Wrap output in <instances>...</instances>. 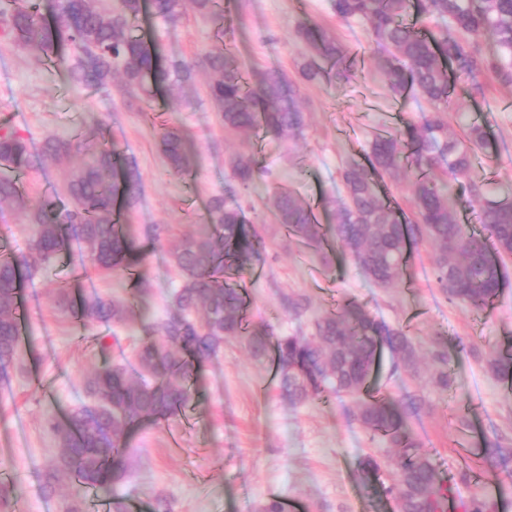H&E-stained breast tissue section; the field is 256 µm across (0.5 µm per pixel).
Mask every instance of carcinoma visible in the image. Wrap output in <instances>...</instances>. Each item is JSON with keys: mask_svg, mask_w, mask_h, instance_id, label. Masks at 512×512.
<instances>
[{"mask_svg": "<svg viewBox=\"0 0 512 512\" xmlns=\"http://www.w3.org/2000/svg\"><path fill=\"white\" fill-rule=\"evenodd\" d=\"M186 0H152L165 20L183 13ZM337 17L366 22L382 50L378 59L388 90L402 96L409 89L428 103L433 115L420 123H406L377 134L364 161L350 164L342 178L346 200L333 221L319 222L311 205L292 192L277 188L269 204L287 234L317 252L339 244L355 265L383 288L399 285L407 276L411 248L426 239L434 248L432 273L450 300L476 310L489 306L502 286L496 255L512 256V199L488 195L484 181L473 177L478 153L488 149L487 125L473 121L457 133L449 116L451 76L471 80L475 95H484L482 76L512 86V0H332ZM142 0H123L122 9L108 10L102 0H57L51 20L39 12V0H0L4 32L19 47L31 48L52 63L68 61L64 48L80 52L69 65L73 82L82 87H105L115 74L123 76L124 92L150 100L160 88L181 89L194 72L184 62L160 64L158 46H148L136 34ZM434 18L442 23L425 32L417 22ZM300 33L311 54L299 67V78L271 69L249 85L233 52L211 53L208 96L224 121V128L247 134L263 130L296 139L303 134L305 116L302 85L344 78L350 72L347 51L318 30ZM190 140L180 130L161 137L162 151L174 173L190 170ZM84 148V161L69 174L72 205L54 210L42 203L30 208L32 236L28 252L18 258L0 254V374L16 362L17 298L22 281L33 279L42 267L76 246L99 267L121 276L132 275L138 288L127 297L104 299L88 294L69 301L67 288L58 289L81 323H125L141 335L135 368L115 363L88 378L90 405L74 409L62 419L51 417L48 427L59 439L61 454L44 475L43 489L55 488L64 473L79 486L110 492L126 478L125 442L129 431L146 420L174 414L191 397L194 371L216 355L230 338L239 340L259 359L276 367L281 392L295 403H309L327 395L356 399L355 417L372 435L396 449L394 482L384 488L398 499L400 512H447L448 487L430 460L418 450L408 425L421 411L417 396L400 399L369 394L370 381L383 353L391 373L415 377L419 355L412 337L377 319L363 305L346 302L336 312L313 317L308 336L274 337L267 327L247 328V295L229 282L232 272L260 257L261 236L239 207L224 198L210 201L207 218L196 233L168 251L170 264L182 283L174 294V310L157 322L151 314V293L145 272L135 265L138 252L132 228L121 223L118 198L131 204L139 191L136 171L121 153L102 141L89 148L85 139L48 138L45 160H57L74 148ZM452 158L455 183L436 177L446 158ZM32 163L27 141L7 128L0 129V207H26L12 174ZM237 182L249 187L257 172L251 154L233 161ZM403 170L413 173L414 213L407 215L383 194L378 180L395 179ZM474 199L480 208L487 237L470 231L452 204L455 194ZM496 253H491L486 238ZM433 378L448 387V354L434 351ZM499 377L512 379V354H498Z\"/></svg>", "mask_w": 512, "mask_h": 512, "instance_id": "carcinoma-1", "label": "carcinoma"}]
</instances>
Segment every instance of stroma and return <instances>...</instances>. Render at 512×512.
<instances>
[{"label": "stroma", "instance_id": "35a3bbf8", "mask_svg": "<svg viewBox=\"0 0 512 512\" xmlns=\"http://www.w3.org/2000/svg\"><path fill=\"white\" fill-rule=\"evenodd\" d=\"M223 25L187 8L176 20L141 17L165 61L198 63L225 49L237 53L249 78L276 68L295 76L310 48L300 26L324 32L356 54L349 78L315 82L304 89L306 128L288 140L272 134L247 136L226 130L207 93L205 73L192 87L159 94L151 104L128 100L119 82L107 87H77L66 65L42 60L31 50L0 36V125L16 131L40 154L44 141L80 131L114 144L139 175L140 192L127 216L138 246L146 250L153 312L165 318L180 278L166 260L172 245L195 232L212 198L242 207L263 238L261 255L234 280L248 294L250 326L270 325L274 335H306L310 314H296L289 299L306 301L312 312L336 309L345 300L361 303L377 318L413 336L421 358L416 377L380 373L373 391L418 395L422 411L411 428L423 453L447 482L450 512H463L480 499L490 512H512V459H486L488 445L512 452V390L494 372L496 352L512 351V257L503 268V285L492 304L472 309L449 300L432 273V248L413 250L404 282L383 288L364 275L341 248L321 257L289 237L268 203L274 186L295 190L329 223L343 198L341 174L363 161L374 135L421 121L428 106L413 94L393 97L377 67L380 49L365 25L344 21L332 0H222ZM469 79L459 78L453 96L466 121L487 123L492 157H479L477 174L501 198H512V88L486 80L485 95H467ZM191 137L193 166L170 171L160 147L165 126ZM254 154L258 172L249 192H241L232 161ZM73 155L59 163L37 164L19 176L28 204H70L66 183ZM157 225L168 226L162 249H152ZM28 212L0 209V250L27 251ZM68 282L73 293L107 298L128 295L135 280L102 270L79 251L61 254L32 281L24 282L29 303L26 338L7 376L0 378V471L16 489L10 512H64L65 499L79 490L61 478L53 493L42 489L43 476L59 455L50 431L51 416L87 403V377L105 364L133 360L132 330L97 323L81 325L57 303L56 287ZM112 337L101 350L98 337ZM450 358L451 383L431 379L434 345ZM200 381L177 416L148 422L135 430L127 447L129 477L114 485L110 498L140 504L155 512L165 499L171 512H258L277 498L287 512H398L394 497L384 496L395 457L385 440L371 438L354 416V401L331 396L295 404L283 396L268 361L255 359L237 340L225 341L216 357L199 369ZM377 457L378 476L361 471L365 456Z\"/></svg>", "mask_w": 512, "mask_h": 512}]
</instances>
